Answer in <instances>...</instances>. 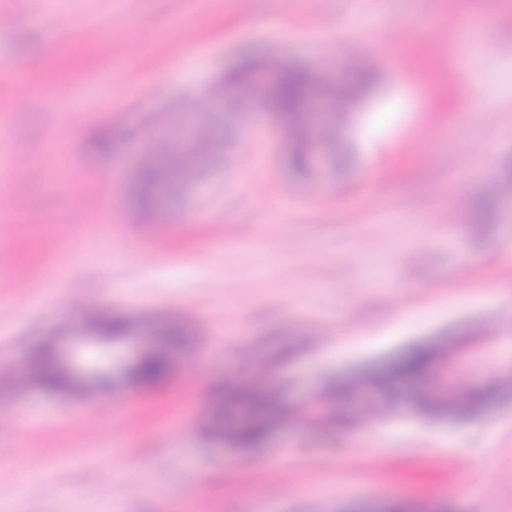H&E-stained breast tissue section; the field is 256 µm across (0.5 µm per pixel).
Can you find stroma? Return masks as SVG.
<instances>
[{
	"label": "stroma",
	"instance_id": "stroma-1",
	"mask_svg": "<svg viewBox=\"0 0 512 512\" xmlns=\"http://www.w3.org/2000/svg\"><path fill=\"white\" fill-rule=\"evenodd\" d=\"M247 52L377 68L352 165L296 177L269 116L205 104L222 150L139 210L140 152ZM0 61L24 70L0 71V512H512V394L456 422L361 393L350 427L291 419L258 449L205 431L244 414L225 386L297 406L417 343L476 335L512 366V200L468 228L512 164V0H0ZM91 308L183 323L169 380L17 385L32 345L88 343ZM512 195V168L493 172L489 177V187L484 196L474 203L478 219L469 224L475 232H485L496 224L499 203L503 197Z\"/></svg>",
	"mask_w": 512,
	"mask_h": 512
}]
</instances>
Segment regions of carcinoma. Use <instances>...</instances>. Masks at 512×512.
<instances>
[{"mask_svg":"<svg viewBox=\"0 0 512 512\" xmlns=\"http://www.w3.org/2000/svg\"><path fill=\"white\" fill-rule=\"evenodd\" d=\"M276 70L275 79L261 93H256L250 79L256 68ZM377 82L375 67L358 65L336 76L315 74L311 69L287 63L261 61L249 56L230 75L217 76L208 88V97L229 103L240 119L259 110L276 117L288 141V167L295 173L306 175L313 157L331 154L336 169L346 168L345 139L348 133L345 107L366 95ZM321 99L329 111L322 113L324 123L315 122L308 112L310 101ZM184 127L192 130L186 142L163 145L150 153L141 163L134 180L137 205L145 210L155 206V192L160 185L178 184L197 175L204 161L218 152L222 143L212 133L196 124V113H185ZM512 195V168L502 169L489 177L484 196L474 203L478 219L470 224L475 232H485L496 224L499 203ZM168 348L183 347L188 330L175 322H162L153 326ZM86 332L97 341L93 356H103L104 348L116 340H123L133 352L126 370L130 381L141 385H154L170 374L169 358L165 350L140 349V324L116 314H93L86 318ZM476 344L462 338L451 346L422 344L393 359L388 365L365 370L359 374L337 378L323 385L319 394L295 407H285L268 388L239 384L227 388L228 402L248 407V420L233 427H224L223 420L214 417L209 422V433L225 439L236 448H256L285 417L291 416L314 423H347L338 401L352 396L361 389L373 392L387 407L393 405L397 388L435 372L437 385L429 393L415 392L408 397L417 411L429 419L448 418L465 420L483 411L503 392L512 387V368L503 375H491L473 382L464 390L456 388L454 355L469 353ZM29 380L48 392L73 391L75 385L66 378L53 358L50 345L35 347L27 358Z\"/></svg>","mask_w":512,"mask_h":512,"instance_id":"carcinoma-1","label":"carcinoma"}]
</instances>
